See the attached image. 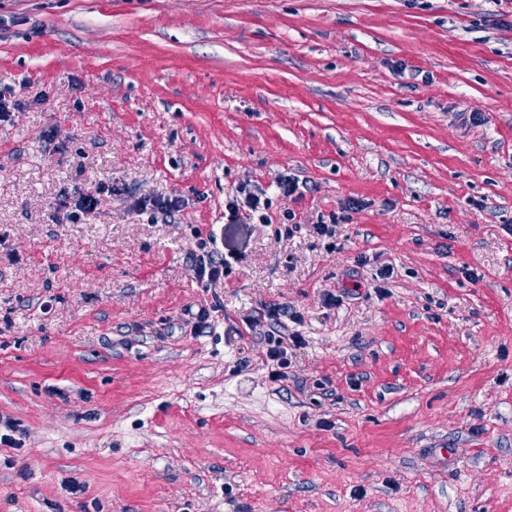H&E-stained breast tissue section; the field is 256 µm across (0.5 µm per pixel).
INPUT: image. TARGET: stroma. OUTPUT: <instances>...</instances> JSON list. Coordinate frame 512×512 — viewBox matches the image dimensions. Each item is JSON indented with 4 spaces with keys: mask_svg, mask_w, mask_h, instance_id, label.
I'll use <instances>...</instances> for the list:
<instances>
[{
    "mask_svg": "<svg viewBox=\"0 0 512 512\" xmlns=\"http://www.w3.org/2000/svg\"><path fill=\"white\" fill-rule=\"evenodd\" d=\"M0 92V512H512V0H0ZM108 194L109 196L126 198V202L131 210L144 213L151 211L153 214H162L165 216H172L182 210L183 201L178 196H162V197H135L129 195L128 192L119 187L116 183L111 185L99 184L93 189L84 191H77L73 196L72 202L63 201L61 208L66 209L62 216L61 221L64 220L75 222L84 215L94 213L98 206L101 204V196ZM71 210H68V209ZM270 199L266 190L257 185H240L232 192V196L225 204L232 221H238L240 216L246 220L257 219L260 224L268 223ZM207 239L200 238L198 243L200 253L193 254L197 276L205 282L206 286L224 282V274L227 263L223 255H218L217 238L209 233ZM215 245L216 247H210ZM209 248V249H208ZM290 340L294 347H300L303 339L298 334L292 336H268L269 348L267 349V358L269 361L276 362V367L271 371L270 377L273 381L288 380V368L291 366V355L288 351L290 345L286 340Z\"/></svg>",
    "mask_w": 512,
    "mask_h": 512,
    "instance_id": "35a3bbf8",
    "label": "stroma"
}]
</instances>
